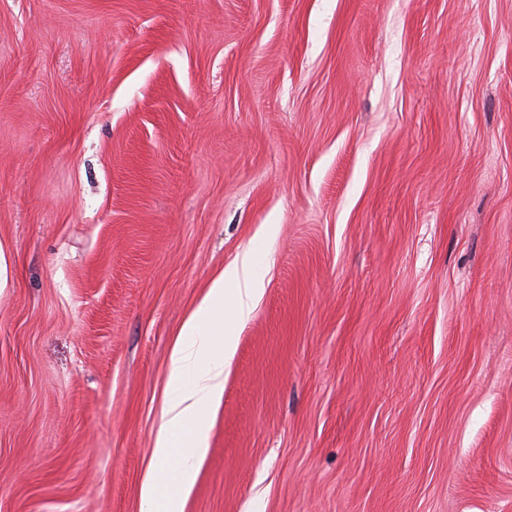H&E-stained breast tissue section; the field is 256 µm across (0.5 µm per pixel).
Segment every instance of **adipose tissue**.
I'll return each mask as SVG.
<instances>
[{"mask_svg":"<svg viewBox=\"0 0 512 512\" xmlns=\"http://www.w3.org/2000/svg\"><path fill=\"white\" fill-rule=\"evenodd\" d=\"M263 290L251 253H244L212 281L183 325L167 370L154 465L140 488L141 512H183L196 480V462L208 448L210 415L224 397V369L236 352L235 337L214 327L228 309L237 321H245Z\"/></svg>","mask_w":512,"mask_h":512,"instance_id":"ef3b65f1","label":"adipose tissue"}]
</instances>
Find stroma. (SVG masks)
I'll return each instance as SVG.
<instances>
[{"instance_id":"obj_1","label":"stroma","mask_w":512,"mask_h":512,"mask_svg":"<svg viewBox=\"0 0 512 512\" xmlns=\"http://www.w3.org/2000/svg\"><path fill=\"white\" fill-rule=\"evenodd\" d=\"M0 249V512H141L247 250L184 512H512V0H0ZM264 290L247 251L210 284L183 325L170 356L166 401L157 431L154 465L140 488L141 512H183V501L196 480V461L208 448L210 415L224 397V368L236 352V338L216 323L229 306L245 321Z\"/></svg>"}]
</instances>
